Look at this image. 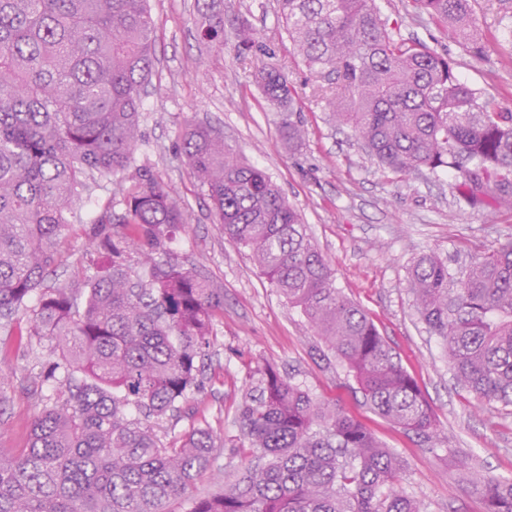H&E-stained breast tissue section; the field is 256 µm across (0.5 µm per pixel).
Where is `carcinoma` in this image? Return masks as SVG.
Returning a JSON list of instances; mask_svg holds the SVG:
<instances>
[{
    "label": "carcinoma",
    "instance_id": "1",
    "mask_svg": "<svg viewBox=\"0 0 512 512\" xmlns=\"http://www.w3.org/2000/svg\"><path fill=\"white\" fill-rule=\"evenodd\" d=\"M149 0H0V316L42 288L56 242L87 181L131 167L151 82ZM198 41L224 48V0H196ZM294 59L320 82L339 126L394 173L450 168L462 197H512V112L461 83L448 57L387 28L375 0H276ZM460 44L477 49L472 0H415ZM238 57L298 149L297 88L245 22ZM185 162L207 189L224 235L249 249L268 280L345 367L376 415L433 444L435 415L373 320L336 288L334 269L299 211L220 129L188 128ZM125 213L94 220L105 265L80 288L42 292L31 335L54 336L43 378L65 399L45 405L28 444L0 457V512H423L402 488L395 452L352 415L275 370L259 371L239 409L237 471L196 498L219 445L208 427L162 441L152 428L186 411L203 374L224 289L172 257L185 224L173 189L139 168ZM139 257L148 279L131 274ZM409 291L441 340L454 387L512 415V238L464 268L433 251L414 261ZM139 419H131L128 409ZM482 512H512V478L461 460Z\"/></svg>",
    "mask_w": 512,
    "mask_h": 512
}]
</instances>
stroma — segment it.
I'll use <instances>...</instances> for the list:
<instances>
[{"label": "stroma", "instance_id": "35a3bbf8", "mask_svg": "<svg viewBox=\"0 0 512 512\" xmlns=\"http://www.w3.org/2000/svg\"><path fill=\"white\" fill-rule=\"evenodd\" d=\"M155 23V72L143 101L134 157L171 186L187 213L185 230L169 242L171 254L193 263L224 290V313L204 384L194 395L195 415L155 428L169 440L191 424L210 427L225 441L210 475L197 483L202 496L218 488L238 466L233 444L240 434L243 395L259 369L272 367L313 396L357 417L404 464L406 495L426 512H481L479 494L460 481L451 449L473 455L493 473L512 476V417L499 404L476 401L456 390L437 337L421 321L408 291L414 259L431 250L464 263L512 236V206L458 201L461 179L451 169L431 178L395 174L378 166L350 129L334 126L316 95V82L295 66L284 39L276 0H224V49L197 43L195 0H149ZM405 39H417L448 56L458 79L491 105L512 111V38L501 23L499 0H474L476 37L482 53L466 50L415 8L413 0H376ZM246 19L259 41L275 49L302 97L307 131L303 147L289 152L280 117L253 81L255 65L236 55V21ZM219 128L248 163L266 170L303 214L319 249L336 270V286L374 320L418 381L438 422L435 445L371 412L355 393L345 368L315 336L299 310L262 274L250 251L230 242L210 212L204 187L192 177L181 152L186 129ZM131 184L124 172L90 183L76 216L58 239L59 262L48 286H81L95 271L86 250L92 220L104 210L125 211ZM34 305L26 303L0 328V455L26 447L32 424L55 390L40 374L56 360V342L32 335Z\"/></svg>", "mask_w": 512, "mask_h": 512}]
</instances>
